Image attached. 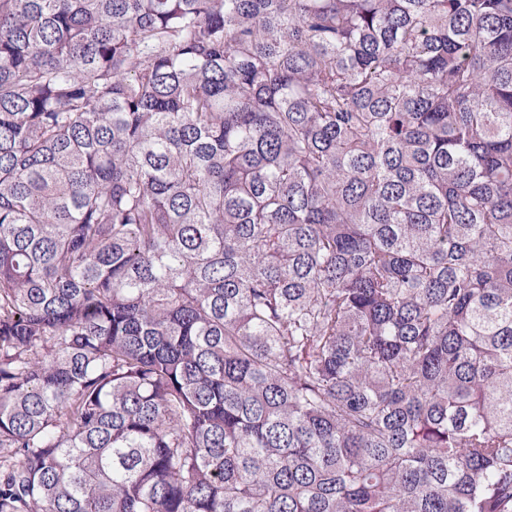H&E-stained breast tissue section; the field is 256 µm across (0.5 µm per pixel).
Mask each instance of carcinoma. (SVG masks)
<instances>
[{"instance_id": "carcinoma-1", "label": "carcinoma", "mask_w": 512, "mask_h": 512, "mask_svg": "<svg viewBox=\"0 0 512 512\" xmlns=\"http://www.w3.org/2000/svg\"><path fill=\"white\" fill-rule=\"evenodd\" d=\"M0 512H512V0H0Z\"/></svg>"}]
</instances>
